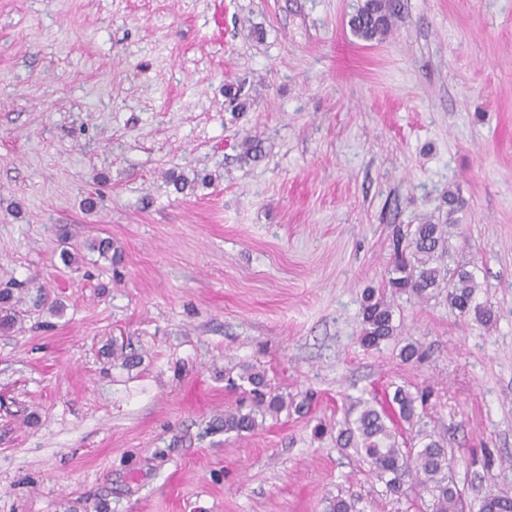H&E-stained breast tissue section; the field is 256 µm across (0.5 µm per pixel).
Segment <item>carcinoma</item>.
Wrapping results in <instances>:
<instances>
[{"mask_svg": "<svg viewBox=\"0 0 512 512\" xmlns=\"http://www.w3.org/2000/svg\"><path fill=\"white\" fill-rule=\"evenodd\" d=\"M403 0H363L348 24L353 34L366 41L387 36L401 17ZM243 87L227 84L224 96L239 110L246 109ZM453 225L425 221L396 239V261L387 271L388 287L394 295L408 294L423 299L437 288L448 289V305L464 317L474 316L487 327L496 322L494 311L475 303L478 288L473 274L464 264L444 266L449 255ZM13 289H0V329L15 326ZM363 328L359 342L366 349H377L395 337L393 304L386 294L364 295L361 304ZM239 379L249 384V410L224 414L213 430L250 433L258 429V418L278 416L288 408L286 398L268 388L263 372L254 367L242 369ZM422 396L403 386L386 393L384 401L373 398L348 408L343 426L336 436L337 446L352 448L369 466V472L383 483L385 495L396 502L415 500L427 493L432 497V512H465V490L448 479L451 460L437 436L418 426L417 402ZM478 512H512V496L488 492Z\"/></svg>", "mask_w": 512, "mask_h": 512, "instance_id": "cac0c4a2", "label": "carcinoma"}]
</instances>
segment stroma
<instances>
[{
    "label": "stroma",
    "mask_w": 512,
    "mask_h": 512,
    "mask_svg": "<svg viewBox=\"0 0 512 512\" xmlns=\"http://www.w3.org/2000/svg\"><path fill=\"white\" fill-rule=\"evenodd\" d=\"M360 2L0 0V512H398L336 445L392 383L471 507L512 494V0H404L380 42ZM450 218L496 324L400 295L422 359L362 347L394 229ZM247 365L310 412L210 433ZM15 296L12 288L0 289V329L9 330L15 326Z\"/></svg>",
    "instance_id": "stroma-1"
}]
</instances>
